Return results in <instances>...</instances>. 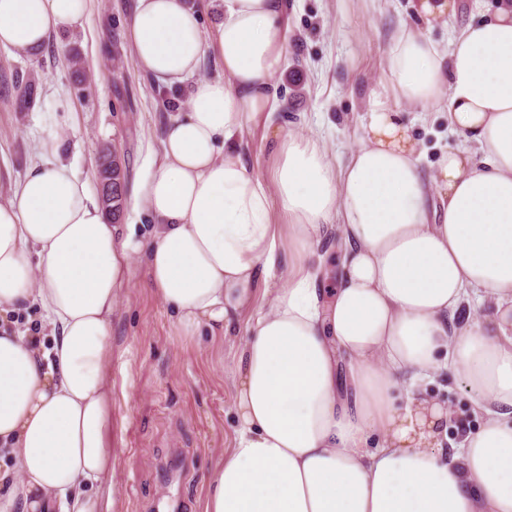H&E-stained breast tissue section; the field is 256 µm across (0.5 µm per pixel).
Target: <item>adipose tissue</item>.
<instances>
[{"mask_svg":"<svg viewBox=\"0 0 512 512\" xmlns=\"http://www.w3.org/2000/svg\"><path fill=\"white\" fill-rule=\"evenodd\" d=\"M91 2L0 0V46L38 50ZM282 13L283 0H224L207 45L184 0H136L135 67L189 87L132 200L146 236L119 234L50 155L0 203V311L38 307L49 330L0 326V512H115L112 317L136 256L184 339L243 336L237 427L204 477V512H512V0L444 49L401 24L346 164L315 135L278 132L268 182L238 135L278 108ZM209 53L223 78L200 76ZM440 102L463 141L428 181L399 108ZM334 226L339 269L323 290ZM449 370L483 423L447 448L448 412L420 390Z\"/></svg>","mask_w":512,"mask_h":512,"instance_id":"1","label":"adipose tissue"}]
</instances>
